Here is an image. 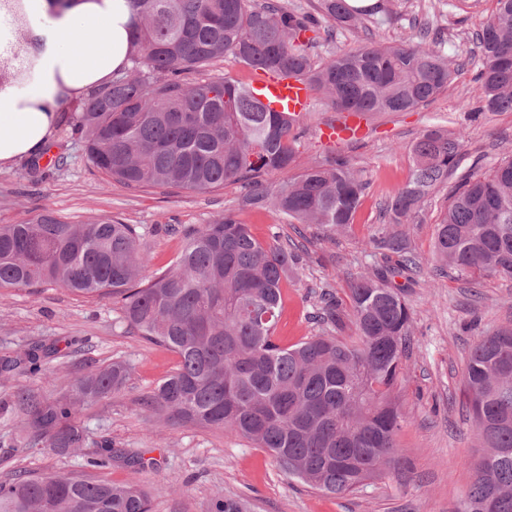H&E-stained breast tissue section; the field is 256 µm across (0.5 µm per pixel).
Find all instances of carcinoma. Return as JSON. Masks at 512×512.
I'll list each match as a JSON object with an SVG mask.
<instances>
[{
  "label": "carcinoma",
  "instance_id": "1",
  "mask_svg": "<svg viewBox=\"0 0 512 512\" xmlns=\"http://www.w3.org/2000/svg\"><path fill=\"white\" fill-rule=\"evenodd\" d=\"M138 52L131 66L64 116L83 133L95 169L129 189L175 186L202 191L237 183L242 202L274 209L292 224L325 236L345 233L368 183L348 157L293 172L300 132L288 113L269 109L249 86L196 75L231 55L254 70L291 72L307 80L337 112H408L448 88L455 68L443 38L420 29L408 44L340 47L319 63L309 33L318 20L279 0H132ZM341 27L381 28L393 10L369 0H318ZM479 110L512 112V0L476 34ZM410 180L387 204L389 222L417 214L438 184L455 174L462 144L426 129L412 148ZM279 175L272 183L269 176ZM145 233L102 216L68 224L45 211L22 224L0 225V287L54 285L73 293L122 298L127 327L178 356V364L143 400L157 421L246 438L291 478L332 495L362 486V471L387 467L400 452L404 417L395 388L411 314L392 279L420 261L406 239L382 229L373 240L383 265L350 285V310L323 291L315 316L322 332L284 347L275 339L282 284L299 256L263 244L228 213L188 235L176 265L142 284ZM436 261L461 275L512 278V158L489 173L458 177L438 222ZM353 334L346 336V328ZM60 353L36 343L0 359V370L41 371ZM123 362L89 369L67 391L42 399L17 393L24 447L68 455L86 441L81 414L120 391ZM463 395L482 446L460 512H512V327L483 336L468 352ZM154 466L104 440L85 467ZM215 497L208 512H241ZM0 512H151L149 492L84 471H20L0 483Z\"/></svg>",
  "mask_w": 512,
  "mask_h": 512
}]
</instances>
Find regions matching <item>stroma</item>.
I'll list each match as a JSON object with an SVG mask.
<instances>
[{"label":"stroma","instance_id":"35a3bbf8","mask_svg":"<svg viewBox=\"0 0 512 512\" xmlns=\"http://www.w3.org/2000/svg\"><path fill=\"white\" fill-rule=\"evenodd\" d=\"M391 6L397 19L370 36L359 27L320 21L316 59L338 46L356 48L372 40L403 43L426 24L442 31L444 50L459 68L447 89L426 105L370 116L367 137L341 145L368 182L347 233L326 239L276 211L242 206L236 184L200 192L128 189L87 163L80 151L81 134L71 125L61 127L51 143V155L67 159L62 170L40 176L23 163L0 172V224H18L49 210L73 224L112 216L139 225L147 232L143 274L149 278L173 267L185 232L233 214L258 241L289 240L301 252L297 273L283 284L279 343L290 346L317 335L319 327L310 315L321 290L346 298L351 282L380 263L372 240L388 225L384 205L408 182L411 148L424 130L440 128L459 139L465 171L484 173L512 156V112L476 111V34L493 12L494 0H391ZM334 114L325 99L313 96L297 146V169L327 163L331 149L321 142L319 128ZM456 182L449 177L400 227L423 266L411 277L394 279L410 308L411 334L398 380L405 417L400 454L382 478L353 493L326 495L289 478L264 449L245 438L153 422L141 400L176 368L177 355L130 332L119 298L42 286L0 288V355L23 352L34 342L53 343L63 351L45 359L38 373L0 374V482L19 470L75 471L83 462L78 455L17 444L22 428L17 392L36 398L58 394L71 374L121 360L131 367L125 388L83 413L85 450L93 452L108 439L114 447L154 460V467L143 470L116 464L100 472L115 483L146 485L153 512H207L218 495L244 502V512H459L483 453L462 395L465 356L480 336L512 326V279L487 275L471 281L434 267L437 221Z\"/></svg>","mask_w":512,"mask_h":512}]
</instances>
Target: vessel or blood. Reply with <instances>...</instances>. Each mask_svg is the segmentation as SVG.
<instances>
[{
  "label": "vessel or blood",
  "mask_w": 512,
  "mask_h": 512,
  "mask_svg": "<svg viewBox=\"0 0 512 512\" xmlns=\"http://www.w3.org/2000/svg\"><path fill=\"white\" fill-rule=\"evenodd\" d=\"M250 90L269 108L288 112L295 121H303L311 104V91L306 82L289 73L271 74L255 69ZM321 138L329 146L363 139L368 126L365 114L345 112L336 120L321 125Z\"/></svg>",
  "instance_id": "vessel-or-blood-1"
}]
</instances>
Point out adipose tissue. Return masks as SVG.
<instances>
[{"instance_id":"adipose-tissue-1","label":"adipose tissue","mask_w":512,"mask_h":512,"mask_svg":"<svg viewBox=\"0 0 512 512\" xmlns=\"http://www.w3.org/2000/svg\"><path fill=\"white\" fill-rule=\"evenodd\" d=\"M131 0H0V171L42 155L69 103L130 65Z\"/></svg>"}]
</instances>
